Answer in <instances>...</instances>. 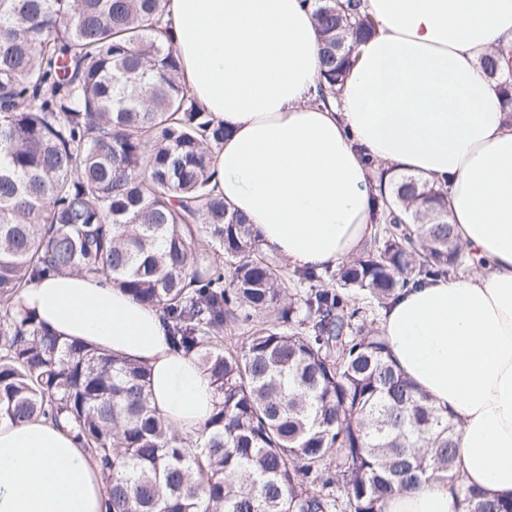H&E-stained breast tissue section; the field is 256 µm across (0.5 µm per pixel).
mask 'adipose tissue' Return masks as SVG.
Wrapping results in <instances>:
<instances>
[{
    "label": "adipose tissue",
    "mask_w": 512,
    "mask_h": 512,
    "mask_svg": "<svg viewBox=\"0 0 512 512\" xmlns=\"http://www.w3.org/2000/svg\"><path fill=\"white\" fill-rule=\"evenodd\" d=\"M376 31L336 99L317 102L309 0H169L186 82L229 135L212 185L291 267L339 269L373 233L379 170L442 187L470 274L403 290L379 332L405 375L460 427L456 483L388 497L382 512H467L464 491L512 501V113L479 68L512 48V0H365ZM36 322L144 364L155 406L192 435L214 388L174 352L159 309L102 275L36 281ZM104 483L52 422H0V512H102Z\"/></svg>",
    "instance_id": "1"
}]
</instances>
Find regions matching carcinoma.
<instances>
[{"label":"carcinoma","mask_w":512,"mask_h":512,"mask_svg":"<svg viewBox=\"0 0 512 512\" xmlns=\"http://www.w3.org/2000/svg\"><path fill=\"white\" fill-rule=\"evenodd\" d=\"M166 2L0 0V419L68 428L101 469L106 512H382L453 478L458 424L356 305L464 271L442 189L396 177L369 246L336 271L285 276L210 187L226 132L158 39ZM312 7L326 102L374 22L361 0ZM480 68L512 112V50ZM63 272L105 275L161 310L172 350L197 357L217 396L196 437L151 404L146 366L18 310Z\"/></svg>","instance_id":"cac0c4a2"}]
</instances>
